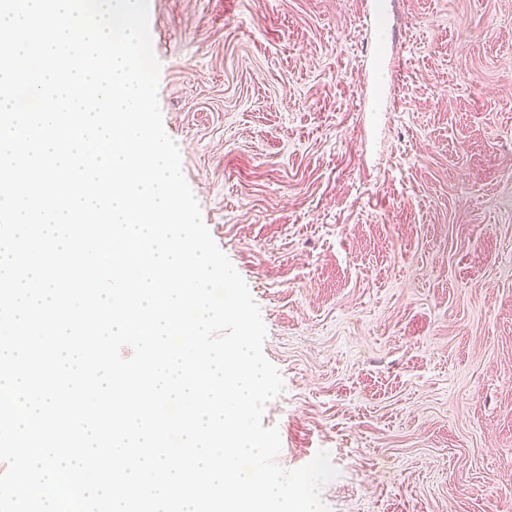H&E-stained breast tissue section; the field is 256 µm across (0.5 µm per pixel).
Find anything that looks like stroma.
I'll use <instances>...</instances> for the list:
<instances>
[{"mask_svg": "<svg viewBox=\"0 0 512 512\" xmlns=\"http://www.w3.org/2000/svg\"><path fill=\"white\" fill-rule=\"evenodd\" d=\"M158 99L329 512H512V0H149Z\"/></svg>", "mask_w": 512, "mask_h": 512, "instance_id": "35a3bbf8", "label": "stroma"}]
</instances>
